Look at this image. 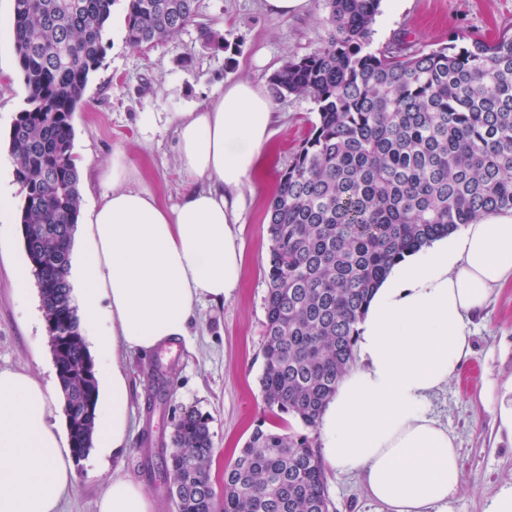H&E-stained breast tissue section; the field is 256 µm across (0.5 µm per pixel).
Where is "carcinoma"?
<instances>
[{"label":"carcinoma","instance_id":"carcinoma-1","mask_svg":"<svg viewBox=\"0 0 512 512\" xmlns=\"http://www.w3.org/2000/svg\"><path fill=\"white\" fill-rule=\"evenodd\" d=\"M115 0H14L11 26L28 96L7 139L27 256L49 260L40 290L72 453L97 427L98 381L69 282L80 214L72 116L103 53ZM327 38L271 78L306 96L316 121L277 179L267 216L258 426L224 469L223 512H330L312 432L351 368L357 325L405 254L489 214L512 212V34L402 53L372 47L381 0H323ZM198 0H127L125 41L151 47L194 21ZM167 458L176 512H213L209 419L186 408Z\"/></svg>","mask_w":512,"mask_h":512}]
</instances>
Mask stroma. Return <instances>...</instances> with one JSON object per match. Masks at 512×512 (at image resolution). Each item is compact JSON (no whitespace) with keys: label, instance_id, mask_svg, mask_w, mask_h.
I'll return each mask as SVG.
<instances>
[{"label":"stroma","instance_id":"obj_1","mask_svg":"<svg viewBox=\"0 0 512 512\" xmlns=\"http://www.w3.org/2000/svg\"><path fill=\"white\" fill-rule=\"evenodd\" d=\"M14 0H0V182L15 185L6 142L24 108L28 90L14 48L10 19ZM126 0H115L103 39L104 52L74 115L73 153L89 169L81 181L82 207L99 201L107 187L96 173L123 154L143 182L167 205L179 203L190 184L175 152L176 125L170 112H187L213 101L219 87L247 80L270 90L272 75L290 58L319 49L327 37L322 0H309L305 13L275 15L264 0H200L199 16L174 38L151 48L126 44ZM224 38L225 47L204 44L201 27ZM512 33V0H381L373 46L405 52L431 50L454 36L491 37ZM275 121L260 166L247 182L236 228L243 243V276L224 304L207 301L185 337L148 354L121 359L130 386L129 446L118 460L89 452L74 462V489L62 512H97L112 477L142 486L156 512H173L158 478L161 457H148V442L169 440L188 407L210 419L214 452L211 480L222 489L224 469L267 413L260 377L270 251L267 209L277 176L287 169L311 121L314 105L305 96L272 97ZM157 113L152 129L143 113ZM0 239V369L23 370L56 382L46 321L33 272L29 270L18 216ZM472 353L457 378L432 400L434 415L454 435L463 485L452 512H486L491 497L512 482V435L501 429L498 408L512 400V282L496 289L473 316ZM334 512H370L367 492L353 475L326 473Z\"/></svg>","mask_w":512,"mask_h":512}]
</instances>
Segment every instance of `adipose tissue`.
Returning a JSON list of instances; mask_svg holds the SVG:
<instances>
[{
  "label": "adipose tissue",
  "instance_id": "adipose-tissue-1",
  "mask_svg": "<svg viewBox=\"0 0 512 512\" xmlns=\"http://www.w3.org/2000/svg\"><path fill=\"white\" fill-rule=\"evenodd\" d=\"M272 105L248 81L175 113L177 161L198 185L166 206L127 186L122 155L81 224L76 293L81 327L99 363L100 454L126 447L124 353L185 336L198 302L223 303L239 288L243 248L235 231L241 192L270 137ZM512 278V215H490L406 254L376 288L359 322L358 362L320 416L318 455L357 474L385 512H452L462 489L454 436L432 398L471 354L473 315ZM50 383L0 370V512H57L74 483L68 440L52 419ZM97 512H153L143 489L112 479Z\"/></svg>",
  "mask_w": 512,
  "mask_h": 512
}]
</instances>
